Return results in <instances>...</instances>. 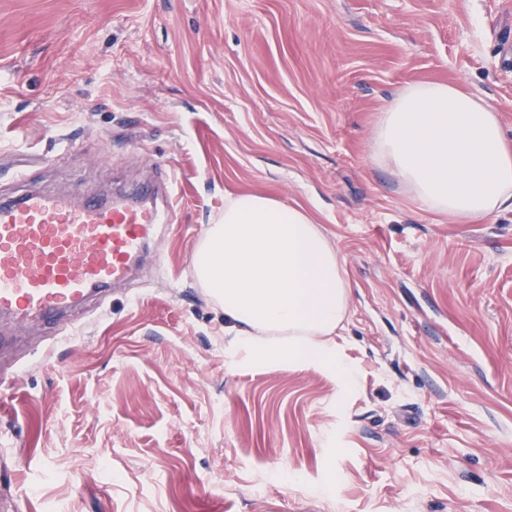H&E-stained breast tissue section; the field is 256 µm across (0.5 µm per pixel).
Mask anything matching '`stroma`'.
<instances>
[{
  "instance_id": "1",
  "label": "stroma",
  "mask_w": 512,
  "mask_h": 512,
  "mask_svg": "<svg viewBox=\"0 0 512 512\" xmlns=\"http://www.w3.org/2000/svg\"><path fill=\"white\" fill-rule=\"evenodd\" d=\"M431 81L512 138V0H0V192L175 177L125 288L0 324V512H512V211L453 223L368 154L385 103ZM247 193L335 246L351 391L229 364L194 259Z\"/></svg>"
}]
</instances>
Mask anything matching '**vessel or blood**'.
Segmentation results:
<instances>
[{
    "label": "vessel or blood",
    "instance_id": "obj_1",
    "mask_svg": "<svg viewBox=\"0 0 512 512\" xmlns=\"http://www.w3.org/2000/svg\"><path fill=\"white\" fill-rule=\"evenodd\" d=\"M172 181L161 199H79L27 190L0 199V317L53 321L126 282L161 226L172 223Z\"/></svg>",
    "mask_w": 512,
    "mask_h": 512
}]
</instances>
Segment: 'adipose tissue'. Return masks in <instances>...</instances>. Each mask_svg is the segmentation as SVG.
<instances>
[{
	"label": "adipose tissue",
	"mask_w": 512,
	"mask_h": 512,
	"mask_svg": "<svg viewBox=\"0 0 512 512\" xmlns=\"http://www.w3.org/2000/svg\"><path fill=\"white\" fill-rule=\"evenodd\" d=\"M371 158L387 166L428 211L454 221L512 211V141L494 110L459 86L406 87L381 109ZM196 275L224 307L230 360L355 371L334 336L350 283L336 249L302 209L260 194L228 197L195 254Z\"/></svg>",
	"instance_id": "1"
}]
</instances>
